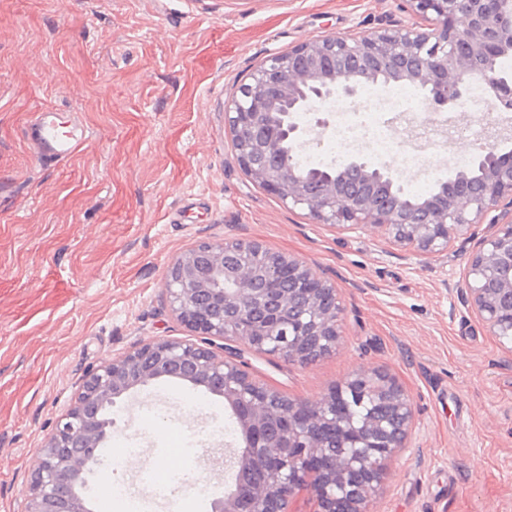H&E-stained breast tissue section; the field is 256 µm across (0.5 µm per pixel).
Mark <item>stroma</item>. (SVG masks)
<instances>
[{
	"instance_id": "obj_1",
	"label": "stroma",
	"mask_w": 512,
	"mask_h": 512,
	"mask_svg": "<svg viewBox=\"0 0 512 512\" xmlns=\"http://www.w3.org/2000/svg\"><path fill=\"white\" fill-rule=\"evenodd\" d=\"M407 0H0V512H19L39 449L82 380L133 346L186 331L162 293L170 263L200 240L247 238L319 265L344 297L335 354L308 365L247 354L252 376L320 398L359 368L387 372L413 403L410 446L387 463L370 512H512V353L480 321L452 313L473 238L422 262L377 227L356 232L287 208L239 167L224 101L270 55L328 34L415 24ZM78 111L82 150L60 162L26 138L41 106ZM401 152L434 183L458 170V112L389 117ZM162 428L132 400L115 429L141 453L125 470L149 512H210L231 478L211 428L224 402L176 379L144 387ZM206 466L170 473L206 492L157 495L137 470L160 467L170 436Z\"/></svg>"
}]
</instances>
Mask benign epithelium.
Here are the masks:
<instances>
[{"instance_id": "obj_1", "label": "benign epithelium", "mask_w": 512, "mask_h": 512, "mask_svg": "<svg viewBox=\"0 0 512 512\" xmlns=\"http://www.w3.org/2000/svg\"><path fill=\"white\" fill-rule=\"evenodd\" d=\"M423 24L322 38L276 53L224 102V128L240 168L287 208L319 224L375 226L428 259L489 219L455 285L465 312L497 340L512 335V151L482 146L475 171H459L438 192L404 195L402 180L363 158L326 171L303 170L297 156L321 133L303 129L300 112L362 85L404 82L432 112L462 111L471 84L493 102L512 104V81L491 65L512 55V10L506 0H407ZM184 338L142 343L104 363L80 385L71 407L40 449L20 512H91L85 489L97 448L112 435L117 400L161 378L202 388L224 400L240 440L230 456L234 484L211 512H291L312 493L317 512H365L384 462L407 447L414 411L391 376L362 368L320 398L287 397L254 381L237 343L306 365L333 354L345 306L319 267L255 240L200 241L178 255L163 283ZM361 382L387 403L360 419L336 412Z\"/></svg>"}]
</instances>
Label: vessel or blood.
Wrapping results in <instances>:
<instances>
[{
  "label": "vessel or blood",
  "instance_id": "obj_1",
  "mask_svg": "<svg viewBox=\"0 0 512 512\" xmlns=\"http://www.w3.org/2000/svg\"><path fill=\"white\" fill-rule=\"evenodd\" d=\"M88 130L77 113L42 108L33 113L27 139L36 157L60 162L74 156L84 143Z\"/></svg>",
  "mask_w": 512,
  "mask_h": 512
}]
</instances>
